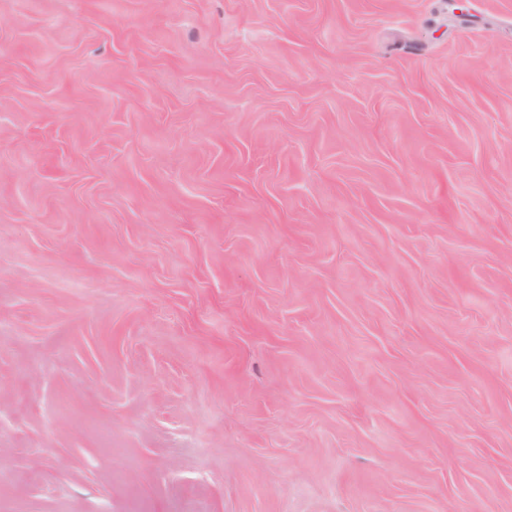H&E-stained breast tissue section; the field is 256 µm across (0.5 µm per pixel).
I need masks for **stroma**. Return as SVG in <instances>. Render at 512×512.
Returning <instances> with one entry per match:
<instances>
[{
	"label": "stroma",
	"mask_w": 512,
	"mask_h": 512,
	"mask_svg": "<svg viewBox=\"0 0 512 512\" xmlns=\"http://www.w3.org/2000/svg\"><path fill=\"white\" fill-rule=\"evenodd\" d=\"M0 0V512H512V0Z\"/></svg>",
	"instance_id": "1"
}]
</instances>
